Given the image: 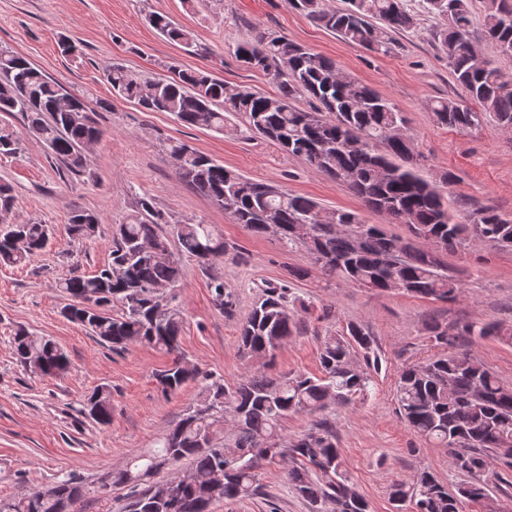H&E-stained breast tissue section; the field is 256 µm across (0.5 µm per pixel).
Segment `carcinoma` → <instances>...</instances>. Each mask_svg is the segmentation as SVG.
<instances>
[{"label": "carcinoma", "instance_id": "cac0c4a2", "mask_svg": "<svg viewBox=\"0 0 512 512\" xmlns=\"http://www.w3.org/2000/svg\"><path fill=\"white\" fill-rule=\"evenodd\" d=\"M424 9L443 20L435 31L455 80L465 89L460 101L436 100L430 119L441 126L470 131L489 112L504 129L512 130V76L493 60L474 51L469 40L471 0H422ZM308 19L334 32L344 42L376 54L391 52L393 33L416 26L406 0H348L342 10L327 0H288ZM485 36L501 54L512 55V0H485ZM149 24L162 36L195 52L193 34L167 16L153 13ZM235 55L262 71L277 87L265 95L230 84L204 69L172 66L165 78H144L122 66L106 71L118 96L145 112H169L183 125L224 132L234 116L250 133L282 151L305 160L318 173L345 186L362 204L402 224L408 236L384 232L365 223L356 212L321 208L307 196L261 180L244 177L182 141L167 144L176 176L208 197L250 233L277 235L285 247H303L328 279L378 292L448 302L457 299L462 280L448 274L445 251H464L477 243L512 249V219L485 208L462 220L451 207L446 173L437 184L425 176L405 114L371 86L341 72L330 58L268 32L237 44ZM316 102L309 112L296 105L300 97ZM21 114L29 129L46 144L69 172L85 170V144L99 138L84 97L53 81L27 58L0 49V115ZM19 137L0 127V154L16 155ZM167 223L152 200L142 197L136 210L112 229L110 260L94 275H72L59 282L68 296L61 315L82 326L114 350L139 344L173 355L169 367L156 374L164 394H174L200 370L180 353L183 315L175 298L164 300L157 290L176 285L183 268L175 256L163 258L151 247H176L208 274L214 305L231 317L234 294L224 278L210 273L214 262L228 254L224 240L211 226ZM100 217L72 210L68 235L76 242L94 236ZM47 224H9L0 232V265L22 264L46 247ZM120 313L112 314L113 307ZM299 330L288 289L269 285L240 328L239 351L274 356ZM433 346L441 349L425 362L400 371L395 388L401 419L419 437L447 448L457 472L468 480L448 488L423 470L409 482L391 486L395 512H462L467 502L489 495L491 467L501 460L512 467V388L477 359L453 349L464 336L512 340V327L498 323L431 322L425 326ZM21 366L40 368L44 377L65 373L69 360L52 339L23 328L13 338ZM321 376L295 374L269 377L249 374L233 383L210 380L200 404L190 407L159 442L134 457L124 468L87 487L71 476L19 498H0V512H78L89 495L102 498V488L128 489L125 512H209L219 500L255 495L260 471L281 465L294 492L311 512H372L369 500L350 483L343 468L332 425L321 418L300 436L283 437L282 425L293 414L321 413L330 403L350 404L373 392L380 367L374 339L360 324L350 322L327 337L319 352ZM78 412L99 425L112 421V392L96 388ZM231 425L224 441L216 433ZM190 468L143 485L153 474L183 460Z\"/></svg>", "mask_w": 512, "mask_h": 512}]
</instances>
